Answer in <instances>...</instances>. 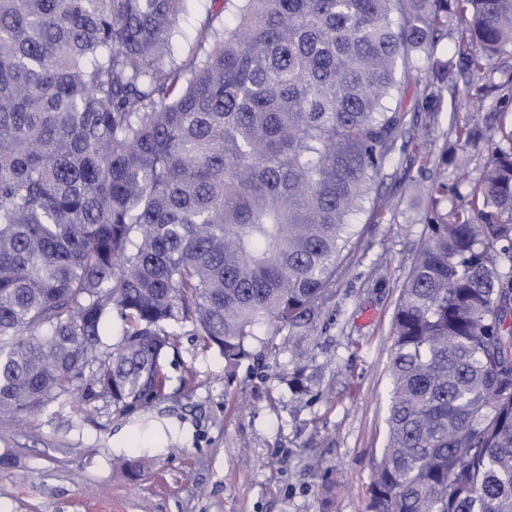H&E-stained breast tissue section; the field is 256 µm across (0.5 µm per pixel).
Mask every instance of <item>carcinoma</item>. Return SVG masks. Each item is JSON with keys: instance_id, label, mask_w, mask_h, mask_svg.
Instances as JSON below:
<instances>
[{"instance_id": "obj_1", "label": "carcinoma", "mask_w": 512, "mask_h": 512, "mask_svg": "<svg viewBox=\"0 0 512 512\" xmlns=\"http://www.w3.org/2000/svg\"><path fill=\"white\" fill-rule=\"evenodd\" d=\"M188 2L0 0V416L163 396L185 322L229 372L287 333L307 393L353 217L492 71L423 157L367 512H512V0H210L180 57ZM469 87H467L463 82L459 81L455 87L450 92H448V96H446L443 111L440 116V121L438 126L425 127L426 121L423 112L420 113L419 117V125L423 126L416 130L415 134L418 141L426 147V150L437 149L442 146L444 142V137L446 132L448 131V143H451L455 140V132L451 130V120H452V107L454 104L462 111L460 114V118L466 112H464V103L470 97V93H468Z\"/></svg>"}]
</instances>
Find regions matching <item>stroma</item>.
<instances>
[{
  "instance_id": "35a3bbf8",
  "label": "stroma",
  "mask_w": 512,
  "mask_h": 512,
  "mask_svg": "<svg viewBox=\"0 0 512 512\" xmlns=\"http://www.w3.org/2000/svg\"><path fill=\"white\" fill-rule=\"evenodd\" d=\"M464 83L446 96L442 146ZM427 174L386 184L393 208L354 219L362 248L343 262L308 338L312 395L288 388V342L255 344L234 377L183 323L163 362L162 399L116 411L59 399L17 426L0 418V512H366L386 436L392 318L425 234Z\"/></svg>"
}]
</instances>
